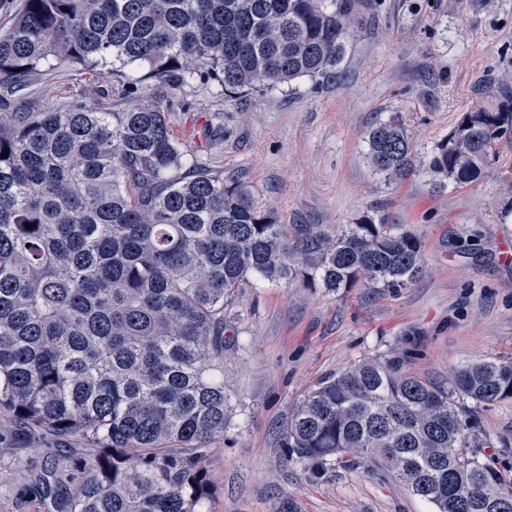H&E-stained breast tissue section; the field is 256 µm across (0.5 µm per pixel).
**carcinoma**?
I'll return each instance as SVG.
<instances>
[{
    "label": "carcinoma",
    "instance_id": "obj_1",
    "mask_svg": "<svg viewBox=\"0 0 512 512\" xmlns=\"http://www.w3.org/2000/svg\"><path fill=\"white\" fill-rule=\"evenodd\" d=\"M360 0H22L0 34V89L53 58L226 98L336 71ZM512 140V100L464 112L433 149V188L478 181ZM388 181L416 169L398 120L374 127ZM0 413L96 447L60 512H200L208 445L230 429L226 333L252 279L338 293L406 288L422 243L402 224H279L245 184L187 158L160 104L0 115ZM512 400V363L445 389L366 358L296 406L283 447L385 471L435 512H512V476L479 459L455 395Z\"/></svg>",
    "mask_w": 512,
    "mask_h": 512
}]
</instances>
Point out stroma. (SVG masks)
Returning <instances> with one entry per match:
<instances>
[{
    "mask_svg": "<svg viewBox=\"0 0 512 512\" xmlns=\"http://www.w3.org/2000/svg\"><path fill=\"white\" fill-rule=\"evenodd\" d=\"M512 96V0H361L347 53L331 78L301 77L243 100L216 83L176 89L70 65L33 76L6 112L82 106L124 112L161 103L187 153L247 185L281 224H403L422 241L423 273L409 287L332 294L300 282L256 281L224 354L233 419L209 445L205 512H434L391 476L313 466L282 445L288 418L322 378L368 357L400 356L410 372L451 383L464 365L512 362V142L470 185L432 187L428 161L460 113ZM395 119L418 153L398 182L378 175L368 135ZM479 457L512 475V401L461 399ZM0 414V512H56L41 492L89 442L7 429Z\"/></svg>",
    "mask_w": 512,
    "mask_h": 512,
    "instance_id": "1",
    "label": "stroma"
}]
</instances>
